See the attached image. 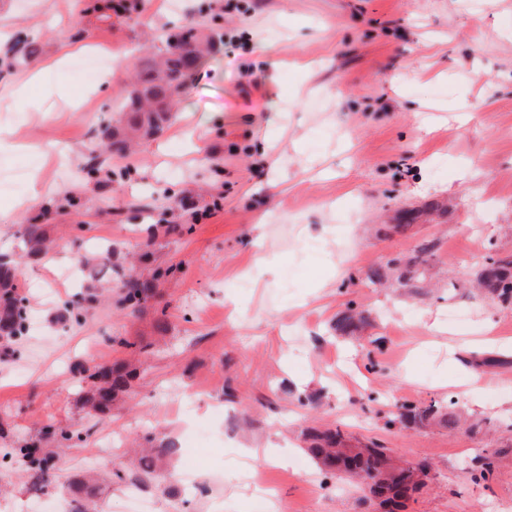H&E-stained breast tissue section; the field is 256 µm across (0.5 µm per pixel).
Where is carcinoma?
Masks as SVG:
<instances>
[{"instance_id":"cac0c4a2","label":"carcinoma","mask_w":512,"mask_h":512,"mask_svg":"<svg viewBox=\"0 0 512 512\" xmlns=\"http://www.w3.org/2000/svg\"><path fill=\"white\" fill-rule=\"evenodd\" d=\"M185 47L172 50L156 65L143 67L136 76L133 89L127 97L117 102L116 108L129 113L127 124L131 131L144 130L153 133L158 129L160 114L169 92L173 88H182L190 78L192 51H201L198 38L203 36L195 24L182 27ZM432 245L425 243L417 247L413 254L396 257L385 265L376 268L370 275L374 284L380 283L388 274L395 275L397 283L404 288H416L425 280L428 256ZM14 267L0 264V334L6 338L18 340L23 337L26 325V311L11 287ZM477 288L481 294L503 306H512V256H489L485 259L477 276ZM152 294L145 282L132 280L125 285L124 299L127 303L140 306ZM369 324L364 312L354 307L336 321V335L351 337L362 326ZM100 382L88 397L96 412L106 410L112 401L126 388L125 376L104 371L99 374ZM463 411L450 401L444 406L432 400L429 403H405L398 415L385 421V426L396 424L403 426H429L438 424L450 431L461 427ZM308 452L320 469L326 473L339 475L349 473L359 481V487L387 506V512H395L402 501L421 490L413 481L418 464L399 462L391 457V450L375 440L351 444V439L340 429L324 431L310 430L306 434ZM23 464L32 482L40 483L52 466L54 456L50 452L38 453L33 445L26 444L13 449ZM97 487L93 484H81L80 496L75 500L73 512H95Z\"/></svg>"}]
</instances>
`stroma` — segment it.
<instances>
[{"label": "stroma", "mask_w": 512, "mask_h": 512, "mask_svg": "<svg viewBox=\"0 0 512 512\" xmlns=\"http://www.w3.org/2000/svg\"><path fill=\"white\" fill-rule=\"evenodd\" d=\"M115 2L102 20L98 0H0V179L24 174L0 212L29 203L0 223V261L42 325L18 357L0 352V512H71L90 476L98 512L129 497L149 512H368L306 452L307 430L335 426L431 465L402 512H512V309L470 286L487 251L512 255V0ZM189 22L212 47L176 112L135 150L104 151L137 64ZM90 53L110 66L85 86L68 63ZM425 242L428 287L368 281ZM131 278L153 280L147 303H123ZM351 306L371 321L357 339L333 330ZM130 360L127 392L88 414L81 369ZM451 394L479 433L386 428L402 404ZM50 425L83 439L58 448ZM176 435L180 453L136 475L132 444ZM32 440L59 457L38 491L9 455ZM252 447L270 461L250 476ZM480 456L494 471L478 482Z\"/></svg>", "instance_id": "obj_1"}]
</instances>
